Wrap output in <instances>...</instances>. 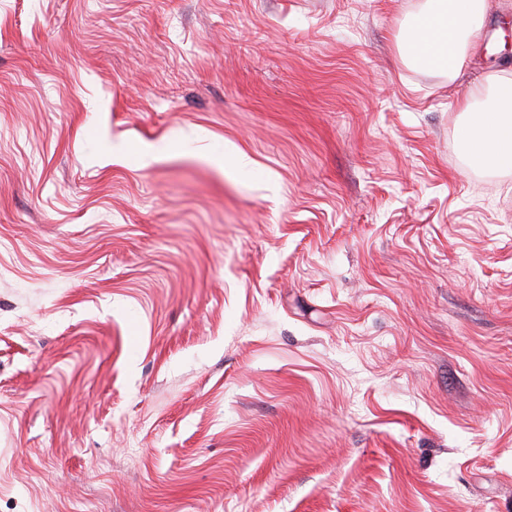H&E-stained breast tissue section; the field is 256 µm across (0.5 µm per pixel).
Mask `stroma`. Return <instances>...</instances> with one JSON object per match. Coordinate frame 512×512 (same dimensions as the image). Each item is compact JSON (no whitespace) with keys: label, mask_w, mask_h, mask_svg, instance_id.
<instances>
[{"label":"stroma","mask_w":512,"mask_h":512,"mask_svg":"<svg viewBox=\"0 0 512 512\" xmlns=\"http://www.w3.org/2000/svg\"><path fill=\"white\" fill-rule=\"evenodd\" d=\"M418 3L0 0V512H512V0ZM486 14L487 0H427L417 20L425 30L424 39L412 46L403 37L400 53L411 61L417 53H425L431 68L448 70V78L454 77L479 38ZM496 106L473 111L470 99L463 112H474L458 130L468 156L476 163L497 169L512 168V78L501 76L492 83Z\"/></svg>","instance_id":"stroma-1"}]
</instances>
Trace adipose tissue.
<instances>
[{"instance_id":"obj_1","label":"adipose tissue","mask_w":512,"mask_h":512,"mask_svg":"<svg viewBox=\"0 0 512 512\" xmlns=\"http://www.w3.org/2000/svg\"><path fill=\"white\" fill-rule=\"evenodd\" d=\"M486 14L487 0H425L417 20L425 36L413 44L401 41L400 53L427 54L431 67H445L449 76H456L481 34ZM492 94L496 101L492 109L476 112L471 104H464L471 118L459 128L458 137L474 162L511 169L512 78H495Z\"/></svg>"}]
</instances>
